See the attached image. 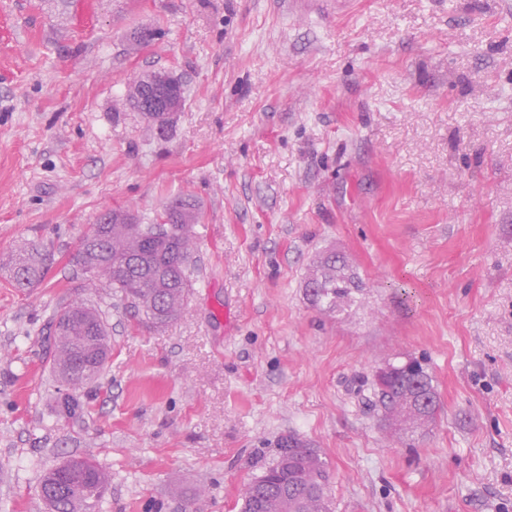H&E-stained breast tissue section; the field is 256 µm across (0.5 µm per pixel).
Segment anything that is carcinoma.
<instances>
[{
	"mask_svg": "<svg viewBox=\"0 0 512 512\" xmlns=\"http://www.w3.org/2000/svg\"><path fill=\"white\" fill-rule=\"evenodd\" d=\"M140 87H128L127 102L156 130L164 120L157 112L141 110ZM200 219L199 204L177 198L165 205L161 224H139L121 209L108 212L83 237L71 261L91 288H104L129 301L143 323L162 327L185 312L191 288L196 244L193 227ZM51 258L36 248L12 255L10 272L19 288L42 281ZM312 306L341 311L355 301L363 284L346 258L335 252L319 257L305 282ZM77 311L63 304L54 314L51 371L61 383L60 407L68 414L80 407V394L95 383L112 351L106 315L90 300ZM390 372L375 374L384 427L399 435H412L435 423L440 410L438 393L424 368L412 373L404 361H387ZM278 456L250 482L257 496H242L241 512H333L329 493V465L321 451L296 435L278 442ZM92 480L54 485L59 468L47 471L39 482V496L50 512H87L92 503L103 502L111 474L91 455L81 458Z\"/></svg>",
	"mask_w": 512,
	"mask_h": 512,
	"instance_id": "1",
	"label": "carcinoma"
}]
</instances>
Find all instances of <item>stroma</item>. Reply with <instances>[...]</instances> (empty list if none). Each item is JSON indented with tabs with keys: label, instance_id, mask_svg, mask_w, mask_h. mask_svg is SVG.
<instances>
[{
	"label": "stroma",
	"instance_id": "stroma-1",
	"mask_svg": "<svg viewBox=\"0 0 512 512\" xmlns=\"http://www.w3.org/2000/svg\"><path fill=\"white\" fill-rule=\"evenodd\" d=\"M151 70L186 89L163 136L125 104ZM180 195L193 288L155 329L70 257ZM24 246L52 259L31 288ZM329 250L365 284L341 312L304 288ZM82 298L112 355L69 416L51 317ZM405 355L440 411L398 439L374 372ZM289 434L335 512H512V0H0V512H46L44 472L87 452L104 512H239ZM51 258L37 248H23L12 255L10 272L18 288H30L42 281Z\"/></svg>",
	"mask_w": 512,
	"mask_h": 512
}]
</instances>
